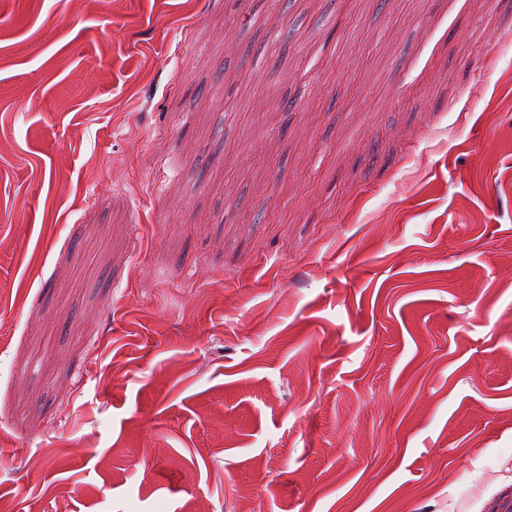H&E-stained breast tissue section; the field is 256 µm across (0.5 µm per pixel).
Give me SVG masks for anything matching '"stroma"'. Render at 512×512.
Masks as SVG:
<instances>
[{
    "label": "stroma",
    "instance_id": "obj_1",
    "mask_svg": "<svg viewBox=\"0 0 512 512\" xmlns=\"http://www.w3.org/2000/svg\"><path fill=\"white\" fill-rule=\"evenodd\" d=\"M0 505L512 512V0H0Z\"/></svg>",
    "mask_w": 512,
    "mask_h": 512
}]
</instances>
